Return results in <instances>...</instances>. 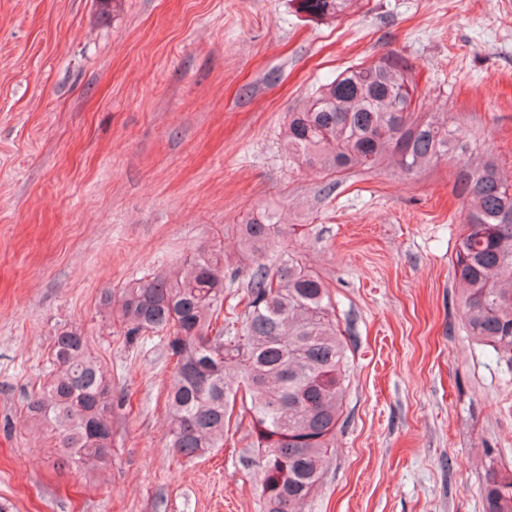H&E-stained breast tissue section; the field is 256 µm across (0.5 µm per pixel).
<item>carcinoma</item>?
<instances>
[{
  "label": "carcinoma",
  "instance_id": "1",
  "mask_svg": "<svg viewBox=\"0 0 512 512\" xmlns=\"http://www.w3.org/2000/svg\"><path fill=\"white\" fill-rule=\"evenodd\" d=\"M292 2L310 18H337L349 0ZM424 100L412 65L399 55L350 66L288 113V160L343 172L391 157L417 172L448 158L454 136L427 118ZM458 182L467 212L453 274L463 285V328L512 364V185L491 157L465 162ZM285 235L256 212L240 225L251 267L233 294L224 287V252L202 248L175 274L128 284L118 315L124 336L159 335L174 361L169 447L195 458L223 447L230 425L246 428L263 512H305L336 451L346 395V337L331 288L296 254L269 255ZM49 364L27 412L54 422L73 463H110L112 386L86 337L60 332ZM479 494L483 512H512V475L488 472Z\"/></svg>",
  "mask_w": 512,
  "mask_h": 512
}]
</instances>
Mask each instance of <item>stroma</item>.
I'll return each instance as SVG.
<instances>
[{
  "mask_svg": "<svg viewBox=\"0 0 512 512\" xmlns=\"http://www.w3.org/2000/svg\"><path fill=\"white\" fill-rule=\"evenodd\" d=\"M415 68L425 109L512 179V0H0V504L8 512H262L245 431L188 460L167 445L173 372L104 290L200 247L239 268L265 209L330 284L349 385L306 512H483L512 472V370L462 328L457 155L326 174L288 161L283 122L348 66ZM75 328L112 380V463L60 470L28 417L54 337ZM493 448L485 456V448ZM297 13L310 18H337L344 12L349 0H290ZM483 512H512V473L489 471L479 488Z\"/></svg>",
  "mask_w": 512,
  "mask_h": 512,
  "instance_id": "1",
  "label": "stroma"
}]
</instances>
